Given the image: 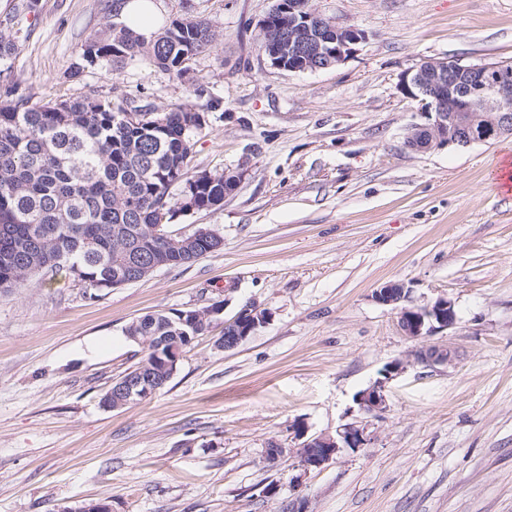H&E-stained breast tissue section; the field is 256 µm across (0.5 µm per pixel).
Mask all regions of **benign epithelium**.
I'll use <instances>...</instances> for the list:
<instances>
[{
    "label": "benign epithelium",
    "mask_w": 512,
    "mask_h": 512,
    "mask_svg": "<svg viewBox=\"0 0 512 512\" xmlns=\"http://www.w3.org/2000/svg\"><path fill=\"white\" fill-rule=\"evenodd\" d=\"M315 30L310 42L298 52V69L317 71L344 63L366 39L365 31L344 27L313 10L310 0H289L288 30L301 34ZM399 90L422 105L425 122L411 127L405 145L414 152H428L442 147H466L490 139L512 136V72L494 64H461L457 61L427 60L402 75ZM245 170L224 171V196L232 195L239 187ZM166 237L178 248L198 241L208 245V252L220 249V240L213 231L199 230L182 240L171 233ZM375 301L398 311L404 334L412 339H424L453 327L457 322L454 304L438 298L425 305H408L409 290L403 283L390 282L376 289ZM224 312V303L214 302L204 310L180 313L182 341L164 352L157 353L158 362L131 370L113 381L101 400L105 408L117 409L136 400L151 397L177 370L183 349L192 341L189 332L202 319L214 320ZM270 318V312L258 307L245 308L224 326L234 329V335L222 338L217 347L227 351L236 348ZM415 359L427 366L451 364L456 358L449 346L430 345L414 353ZM404 369L395 361L383 370L384 379L361 391L356 403L366 414L381 415L386 409L385 383ZM298 436L303 443L297 449L299 465L308 470L320 468L331 461L343 448H364L371 437L367 427L348 423L336 430V435L307 436L304 428Z\"/></svg>",
    "instance_id": "1"
}]
</instances>
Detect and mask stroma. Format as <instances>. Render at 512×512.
<instances>
[{"label": "stroma", "instance_id": "1", "mask_svg": "<svg viewBox=\"0 0 512 512\" xmlns=\"http://www.w3.org/2000/svg\"><path fill=\"white\" fill-rule=\"evenodd\" d=\"M156 2L164 21L189 11L216 31L183 76L83 65L85 42L112 32V0H0L14 46L0 94L189 101L206 123L188 174L247 171L221 209L172 224L222 237L192 264L95 297L63 272L0 289V512H512V193L489 185L512 137L411 151L424 117L398 90L426 59L512 63V0H311L367 40L305 73L258 53L276 0ZM390 281L413 304L453 302L455 326L433 341L457 351L454 364L413 359L419 342L374 299ZM218 300L224 318L249 305L270 318L231 351L215 324L151 398L102 406L146 355L125 332L133 319ZM396 360L386 410L366 415L356 394ZM351 422L369 445L299 466L296 426Z\"/></svg>", "mask_w": 512, "mask_h": 512}]
</instances>
